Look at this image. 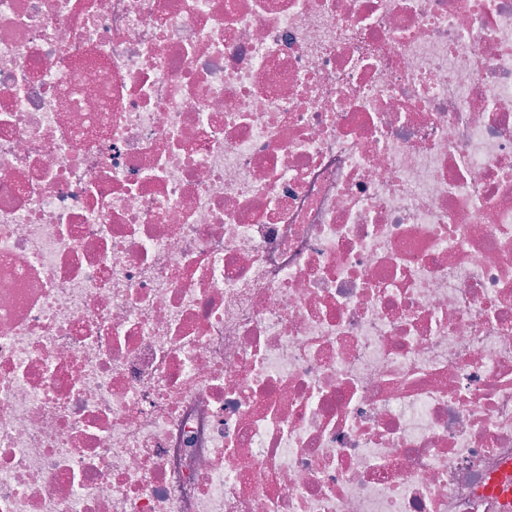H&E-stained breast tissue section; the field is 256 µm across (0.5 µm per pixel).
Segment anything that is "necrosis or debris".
<instances>
[{"label": "necrosis or debris", "mask_w": 512, "mask_h": 512, "mask_svg": "<svg viewBox=\"0 0 512 512\" xmlns=\"http://www.w3.org/2000/svg\"><path fill=\"white\" fill-rule=\"evenodd\" d=\"M512 0H0V512H503Z\"/></svg>", "instance_id": "1"}]
</instances>
